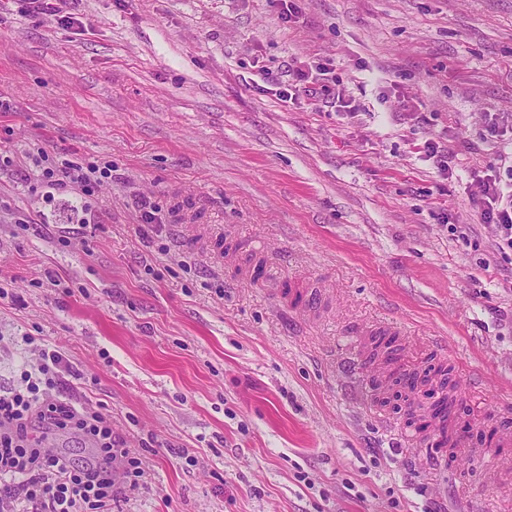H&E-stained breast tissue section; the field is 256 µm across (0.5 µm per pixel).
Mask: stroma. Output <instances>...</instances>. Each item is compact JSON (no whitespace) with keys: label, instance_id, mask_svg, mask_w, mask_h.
Returning a JSON list of instances; mask_svg holds the SVG:
<instances>
[{"label":"stroma","instance_id":"35a3bbf8","mask_svg":"<svg viewBox=\"0 0 512 512\" xmlns=\"http://www.w3.org/2000/svg\"><path fill=\"white\" fill-rule=\"evenodd\" d=\"M295 4L0 0V390L19 336L66 354L60 395L146 470L112 512H512V252L470 201L512 138V0ZM309 59L349 111L281 101L266 72ZM37 147L112 178L40 184ZM30 8L33 13L36 14H50L57 17V20L62 24H81V21L74 17L73 13H64L63 4L65 1H57V0H32L29 2ZM425 156L429 159H435L438 168L443 172L449 174L452 171L449 163L452 162L453 154L447 146H441L439 141L434 138H427L423 143Z\"/></svg>","mask_w":512,"mask_h":512}]
</instances>
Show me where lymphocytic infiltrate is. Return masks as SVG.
I'll use <instances>...</instances> for the list:
<instances>
[{
  "mask_svg": "<svg viewBox=\"0 0 512 512\" xmlns=\"http://www.w3.org/2000/svg\"><path fill=\"white\" fill-rule=\"evenodd\" d=\"M327 65L296 61L279 86L283 101L301 98L342 100L329 83ZM38 181L70 186L84 195L112 176L111 166L77 162L37 150L31 156ZM471 201L481 219L495 225L499 250L512 251V183L499 174L479 182ZM25 346L41 347L38 364L23 370L19 389L0 394V512H112L116 495L137 489L145 475L114 433L108 415L90 404L60 400L58 389L71 367L62 353L42 348V339L26 335ZM72 432L86 440L96 455L92 464L39 445L40 438Z\"/></svg>",
  "mask_w": 512,
  "mask_h": 512,
  "instance_id": "f902f5d3",
  "label": "lymphocytic infiltrate"
}]
</instances>
